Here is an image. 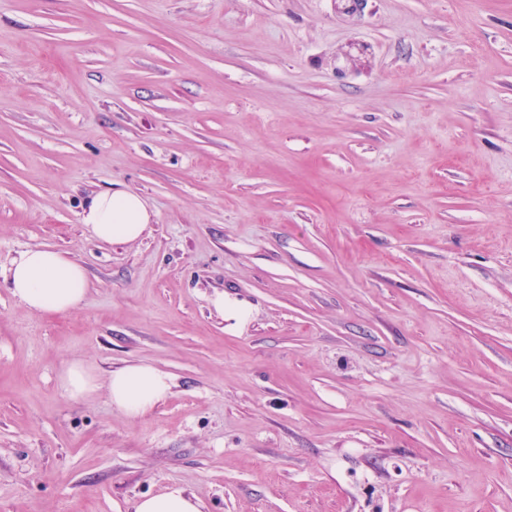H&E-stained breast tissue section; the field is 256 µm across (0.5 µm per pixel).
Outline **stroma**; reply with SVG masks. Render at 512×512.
I'll return each instance as SVG.
<instances>
[{"mask_svg":"<svg viewBox=\"0 0 512 512\" xmlns=\"http://www.w3.org/2000/svg\"><path fill=\"white\" fill-rule=\"evenodd\" d=\"M349 2L0 0V512H512V0ZM116 183L134 243L80 222ZM33 247L79 308L12 295ZM80 220L100 242H129L144 234L152 214L139 195L117 185L88 196ZM9 288L29 310L62 315L77 309L87 298L91 283L85 268L66 253L29 248L7 269ZM58 384L72 399L89 395L100 387L95 368L81 361L65 364L58 373ZM104 385L112 407L128 419L146 415L169 396L171 389L168 375L143 364L112 371ZM132 512H202L201 502L179 485L155 495H144L132 504Z\"/></svg>","mask_w":512,"mask_h":512,"instance_id":"obj_1","label":"stroma"}]
</instances>
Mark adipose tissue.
<instances>
[{"label": "adipose tissue", "mask_w": 512, "mask_h": 512, "mask_svg": "<svg viewBox=\"0 0 512 512\" xmlns=\"http://www.w3.org/2000/svg\"><path fill=\"white\" fill-rule=\"evenodd\" d=\"M91 236L103 243L139 239L152 222V214L139 195L116 186L88 196L80 213ZM11 292L29 310L62 315L77 309L87 298L91 283L85 268L66 253L47 248L27 249L7 270ZM58 384L77 399L105 388L108 400L125 417L137 419L170 394V378L149 365L133 364L112 371L99 381L90 364L73 361L58 373ZM133 512H201V503L186 489L172 485L132 504Z\"/></svg>", "instance_id": "adipose-tissue-1"}]
</instances>
